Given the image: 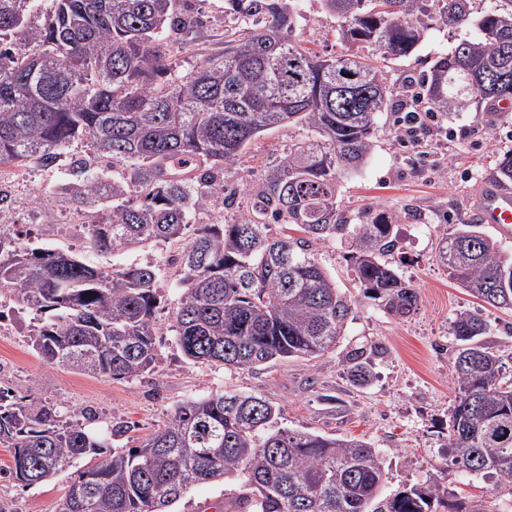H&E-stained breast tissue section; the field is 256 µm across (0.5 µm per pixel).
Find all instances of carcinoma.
Instances as JSON below:
<instances>
[{
	"instance_id": "carcinoma-1",
	"label": "carcinoma",
	"mask_w": 512,
	"mask_h": 512,
	"mask_svg": "<svg viewBox=\"0 0 512 512\" xmlns=\"http://www.w3.org/2000/svg\"><path fill=\"white\" fill-rule=\"evenodd\" d=\"M246 34L186 74L162 47L166 29L191 37L181 0H0V166L53 172L55 187L97 253L149 244L180 251L182 294L172 331L184 355L254 368L278 359L318 361L344 336L351 300L315 258L313 244L349 240L348 260L366 297L395 317L412 314L418 292L382 257L396 247L399 216L388 210L342 224L340 179L365 162L378 113L393 90L369 58L321 55L295 38L293 0H227ZM471 0H322L334 36L383 60L414 53L420 16L473 25L451 53L407 86L435 112L512 100V0L472 17ZM310 135L265 176L248 214L198 224L190 212L224 194L250 142L272 129ZM123 164L118 178L102 164ZM496 172L512 180V150ZM109 209L107 217L97 216ZM304 236L276 237L270 222ZM438 261L475 298L512 310V262L478 224L442 238ZM35 315L32 348L47 362L118 380L155 370L159 273L147 264L105 269L65 252L28 248L0 228V291ZM487 324L461 313L451 322L457 396L445 447L461 471L512 485V373L482 337ZM342 362L351 381H372L360 346ZM280 407L250 393L187 401L141 444L114 450L77 472L58 512H169L191 487L238 483L224 495L235 512H438L448 491L426 480L389 496L379 449L278 426ZM0 446L12 465L0 476L37 484L105 447L61 407L0 386Z\"/></svg>"
}]
</instances>
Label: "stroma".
<instances>
[{"label": "stroma", "instance_id": "obj_1", "mask_svg": "<svg viewBox=\"0 0 512 512\" xmlns=\"http://www.w3.org/2000/svg\"><path fill=\"white\" fill-rule=\"evenodd\" d=\"M226 8V0H191L188 11L197 19L195 40L186 44L181 34L163 33L164 43L177 53L180 71H190L201 57L223 51L224 33L234 25ZM296 8L301 15L296 36L306 47L322 54L342 51L333 36L336 20L323 10L320 0H296ZM425 23V36L415 53L387 64V82L395 96L387 111L377 116L374 146L366 163L342 179L337 194V208L349 224L378 210L399 214L397 247L387 260L417 288L419 306L414 314L394 318L378 301L363 296L345 259L347 243L339 237L315 247L319 263L353 301L336 351L316 363L297 359L256 368L199 364L182 354L171 331L181 295L177 250L156 246L121 255L92 253L88 259L98 266H159L165 303L157 313L156 371L137 379L112 380L44 362L29 342L31 314L19 309L5 291L0 293V384L70 413L91 410L94 417L87 421V429L107 439L112 448L136 445L183 402L224 391L257 394L282 409V427L358 437L379 448L386 460V491L430 477L447 489L448 512H512L511 491L452 466L444 446L448 410L456 397L449 362L451 320L462 312L481 317L490 328L488 343L512 368V311L472 297L436 260L444 233L457 224L475 223L474 199L493 180L497 154L512 149V112L491 114L479 104L442 115L448 142L438 155L427 134H420L416 145L401 140L396 119L403 108L401 90L406 81L450 52L459 38L476 34L471 26L448 30L432 16ZM304 135L301 128L287 126L253 140L229 176L242 188L234 205L225 206L222 198H214L205 211L192 215V224H223L247 214L251 190ZM65 179L62 171L0 169V180L10 185L13 195V204L0 214V222L21 234L54 225L47 247L85 254L69 211L50 195L52 187ZM363 344L376 345L379 352L372 383L359 388L350 381L342 356L347 348ZM116 420L130 423L128 436L111 437ZM70 477L65 471L29 487L0 480V503L10 512H55Z\"/></svg>", "mask_w": 512, "mask_h": 512}]
</instances>
